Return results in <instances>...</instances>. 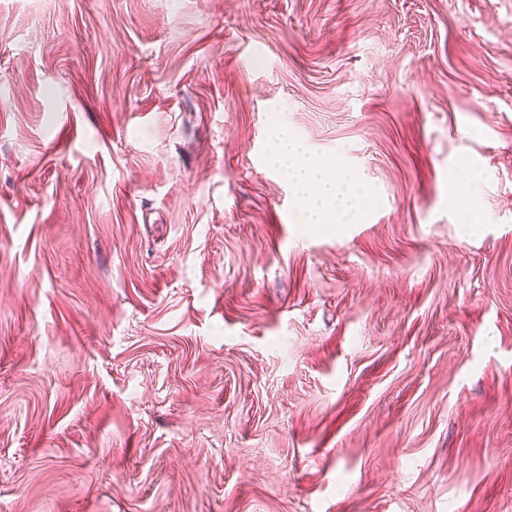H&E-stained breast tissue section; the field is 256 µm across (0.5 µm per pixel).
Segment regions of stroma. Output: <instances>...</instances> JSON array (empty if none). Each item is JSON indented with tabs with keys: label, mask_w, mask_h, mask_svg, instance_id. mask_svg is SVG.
Segmentation results:
<instances>
[{
	"label": "stroma",
	"mask_w": 512,
	"mask_h": 512,
	"mask_svg": "<svg viewBox=\"0 0 512 512\" xmlns=\"http://www.w3.org/2000/svg\"><path fill=\"white\" fill-rule=\"evenodd\" d=\"M0 512H512V0H0ZM275 140L274 160L297 188L305 223L350 224L369 207V193L353 186L345 173L307 163L301 146L288 137V129L279 127ZM478 177L477 171L471 168H463L459 176L448 183V196L458 205L465 221L463 224H478L481 221V216L476 208L459 194L456 184L458 181L472 182L477 180Z\"/></svg>",
	"instance_id": "obj_1"
}]
</instances>
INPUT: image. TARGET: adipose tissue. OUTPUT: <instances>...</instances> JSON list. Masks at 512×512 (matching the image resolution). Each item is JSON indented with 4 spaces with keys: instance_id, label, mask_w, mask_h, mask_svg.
<instances>
[{
    "instance_id": "ef3b65f1",
    "label": "adipose tissue",
    "mask_w": 512,
    "mask_h": 512,
    "mask_svg": "<svg viewBox=\"0 0 512 512\" xmlns=\"http://www.w3.org/2000/svg\"><path fill=\"white\" fill-rule=\"evenodd\" d=\"M275 140L274 160L294 183L306 223L348 224L369 207V193L353 186L345 173L307 163L286 128L276 130Z\"/></svg>"
}]
</instances>
